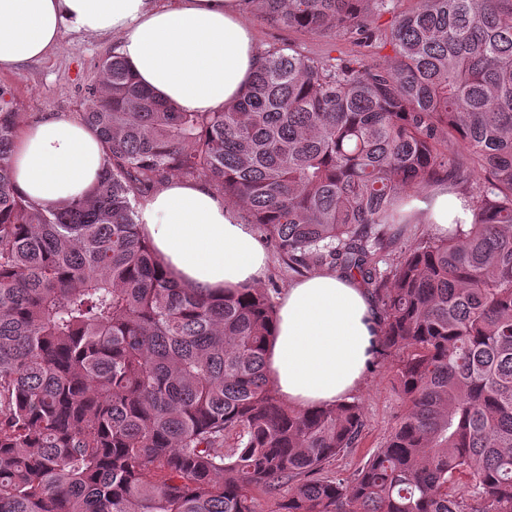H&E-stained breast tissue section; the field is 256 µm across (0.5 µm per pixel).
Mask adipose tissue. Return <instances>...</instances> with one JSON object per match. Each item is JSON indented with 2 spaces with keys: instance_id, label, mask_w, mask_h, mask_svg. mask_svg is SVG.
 <instances>
[{
  "instance_id": "adipose-tissue-1",
  "label": "adipose tissue",
  "mask_w": 512,
  "mask_h": 512,
  "mask_svg": "<svg viewBox=\"0 0 512 512\" xmlns=\"http://www.w3.org/2000/svg\"><path fill=\"white\" fill-rule=\"evenodd\" d=\"M244 8L245 0H0V71L44 58L66 30L112 37L141 86L182 110L213 112L239 100L262 62ZM11 163L20 192L64 204L95 185L104 148L84 122L48 115L23 124ZM404 210L439 236L473 218L444 184ZM138 224L171 279L202 293L254 286L266 274L253 225L205 181L169 179L141 205ZM379 337L375 303L359 280L318 269L280 298L265 374L291 406L331 405L363 385Z\"/></svg>"
}]
</instances>
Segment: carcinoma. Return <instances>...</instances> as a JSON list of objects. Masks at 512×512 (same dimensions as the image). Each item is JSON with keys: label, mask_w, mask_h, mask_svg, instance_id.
<instances>
[{"label": "carcinoma", "mask_w": 512, "mask_h": 512, "mask_svg": "<svg viewBox=\"0 0 512 512\" xmlns=\"http://www.w3.org/2000/svg\"><path fill=\"white\" fill-rule=\"evenodd\" d=\"M252 2L364 51L278 46L216 112L104 58L79 113L104 167L66 206L17 192L24 119L0 92V512H258L286 483L273 512H512V0ZM170 176L224 194L289 272L368 288L406 411L352 479L323 470L359 405L300 410L265 376L277 284L217 298L162 270L136 213ZM444 181L469 227L381 266L406 192Z\"/></svg>", "instance_id": "obj_1"}]
</instances>
